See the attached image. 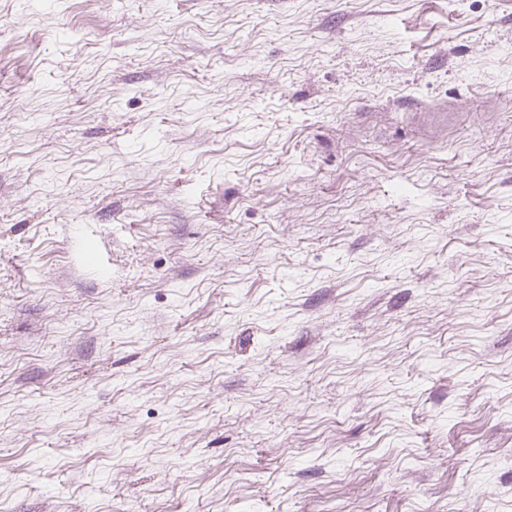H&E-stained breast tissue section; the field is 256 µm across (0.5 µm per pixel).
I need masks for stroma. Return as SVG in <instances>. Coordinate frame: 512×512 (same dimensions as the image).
Instances as JSON below:
<instances>
[{"label": "stroma", "instance_id": "1", "mask_svg": "<svg viewBox=\"0 0 512 512\" xmlns=\"http://www.w3.org/2000/svg\"><path fill=\"white\" fill-rule=\"evenodd\" d=\"M0 506L512 512V0H0Z\"/></svg>", "mask_w": 512, "mask_h": 512}]
</instances>
